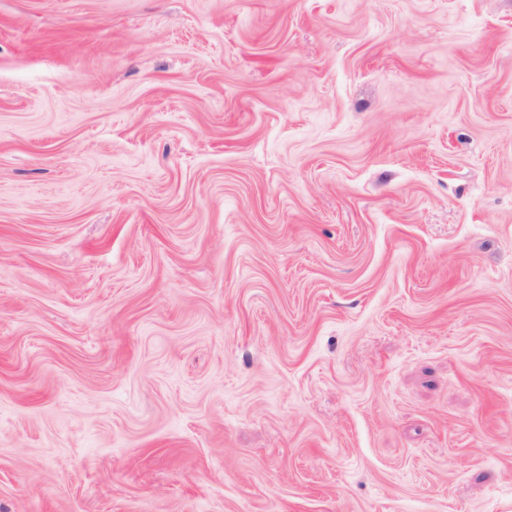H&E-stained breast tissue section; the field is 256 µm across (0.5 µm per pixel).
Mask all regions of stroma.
<instances>
[{"label":"stroma","mask_w":512,"mask_h":512,"mask_svg":"<svg viewBox=\"0 0 512 512\" xmlns=\"http://www.w3.org/2000/svg\"><path fill=\"white\" fill-rule=\"evenodd\" d=\"M0 512H512V0H0Z\"/></svg>","instance_id":"obj_1"}]
</instances>
